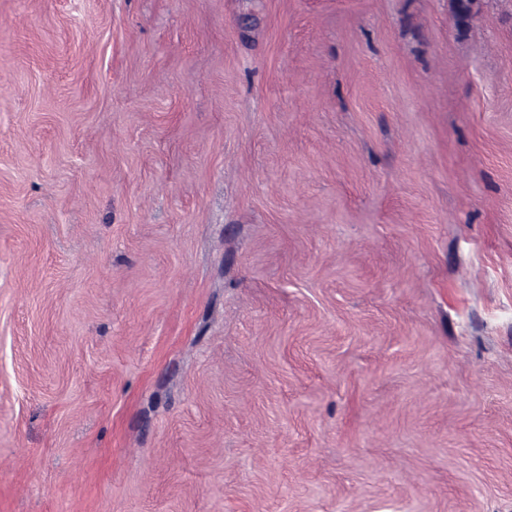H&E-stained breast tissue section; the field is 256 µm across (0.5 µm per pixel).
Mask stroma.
Segmentation results:
<instances>
[{
  "label": "stroma",
  "mask_w": 512,
  "mask_h": 512,
  "mask_svg": "<svg viewBox=\"0 0 512 512\" xmlns=\"http://www.w3.org/2000/svg\"><path fill=\"white\" fill-rule=\"evenodd\" d=\"M0 0V512H512V0Z\"/></svg>",
  "instance_id": "obj_1"
}]
</instances>
